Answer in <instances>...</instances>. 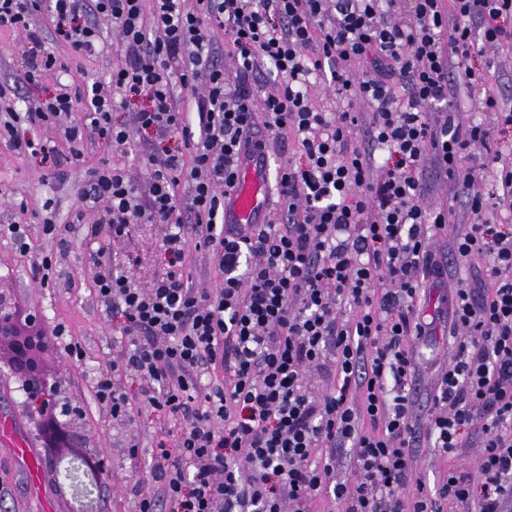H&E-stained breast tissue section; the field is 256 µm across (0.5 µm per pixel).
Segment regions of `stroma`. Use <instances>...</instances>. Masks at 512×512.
<instances>
[{
	"instance_id": "obj_1",
	"label": "stroma",
	"mask_w": 512,
	"mask_h": 512,
	"mask_svg": "<svg viewBox=\"0 0 512 512\" xmlns=\"http://www.w3.org/2000/svg\"><path fill=\"white\" fill-rule=\"evenodd\" d=\"M102 55L82 60L60 52L58 59L63 71L47 77L37 88L21 89V96L54 95L59 84L94 82L105 79L116 60L117 40L111 31H104ZM151 149L147 137L137 136L128 153H110L98 144L87 145L82 164L44 168L38 159L17 154L8 145L0 146V189L15 199H26L28 209L17 213L16 219L28 223L31 250L21 255L9 239L0 238V283L9 289L14 300L25 302L48 330L64 326L63 341L78 346L82 361L69 360L58 347H50L45 359L57 371L59 392L54 403L69 401L79 410L82 421L92 437L96 450L111 461L112 468L97 479L94 492L95 512H134L133 488L151 459L158 444L170 443L166 421L151 413H143L113 425L105 417L94 398L93 386L100 374L109 373L112 359L122 347L121 319L106 311L91 291L89 272L83 257L87 246L82 237L67 233L63 237L43 236L37 216L43 202L52 200L56 221L68 223L71 210L77 206V189L87 180L89 169L101 164L125 166L131 181L144 185L147 179L146 154ZM165 227L161 224H136L128 236L116 244L115 250L129 275L138 282L150 281L165 272L162 249ZM51 258L53 265L70 271L71 279H59L40 286L34 279L31 263ZM38 402L30 400L22 381L12 368L0 361V422L8 430L0 437V512H40L43 501L55 502L58 512H75L77 504L70 491L61 489L63 475L56 464L45 467L40 483L31 480L32 465L41 460L40 452L32 456L15 454L11 442L22 439L37 444L39 435ZM134 440L138 448L129 451L125 441Z\"/></svg>"
}]
</instances>
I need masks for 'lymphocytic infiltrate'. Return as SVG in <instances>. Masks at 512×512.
<instances>
[{
  "mask_svg": "<svg viewBox=\"0 0 512 512\" xmlns=\"http://www.w3.org/2000/svg\"><path fill=\"white\" fill-rule=\"evenodd\" d=\"M0 28L21 40L22 87L57 71L56 47L96 56L103 29L121 52L80 92L21 106L0 90L17 153L54 167L79 163L88 139L156 141L147 194L105 165L73 217L95 296L124 317L96 398L176 430L136 512H316L327 496L342 512H512V223L487 217L512 213V110L481 61L512 48V0H0ZM320 89L367 109L318 110ZM136 97L147 107L115 122ZM23 122L62 129L70 154L21 138ZM288 143L275 207L226 221L243 163ZM142 223L167 229V269L145 283L113 255ZM452 224L456 262L486 278L458 279L439 324L420 311L448 273L435 243ZM193 250L222 273L215 287L187 272ZM441 332L453 352L418 425L416 347ZM423 443L479 454L429 494L414 480Z\"/></svg>",
  "mask_w": 512,
  "mask_h": 512,
  "instance_id": "1",
  "label": "lymphocytic infiltrate"
}]
</instances>
